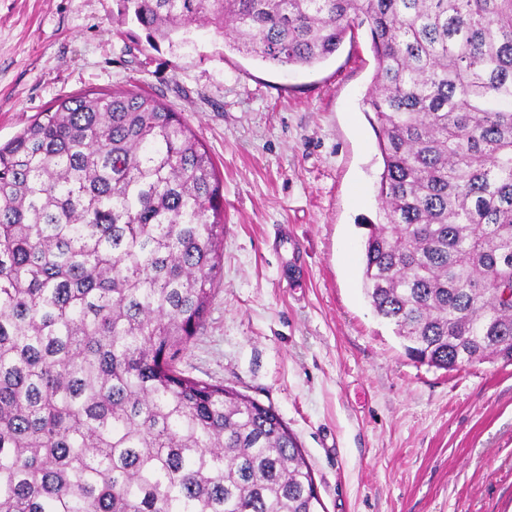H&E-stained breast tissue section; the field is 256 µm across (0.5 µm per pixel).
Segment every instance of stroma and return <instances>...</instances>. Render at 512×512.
<instances>
[{
  "instance_id": "stroma-1",
  "label": "stroma",
  "mask_w": 512,
  "mask_h": 512,
  "mask_svg": "<svg viewBox=\"0 0 512 512\" xmlns=\"http://www.w3.org/2000/svg\"><path fill=\"white\" fill-rule=\"evenodd\" d=\"M376 65L363 27L297 68L210 25L150 46L116 0H0V141L84 92L145 91L181 113L223 181L224 241L178 370L272 406L325 512H512V365L414 362L362 290Z\"/></svg>"
}]
</instances>
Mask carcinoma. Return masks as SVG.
<instances>
[{"mask_svg": "<svg viewBox=\"0 0 512 512\" xmlns=\"http://www.w3.org/2000/svg\"><path fill=\"white\" fill-rule=\"evenodd\" d=\"M313 68L367 27L383 171L362 284L411 359L512 365V0H117ZM223 184L144 92L57 100L0 144V512H320L270 406L175 368L221 268Z\"/></svg>", "mask_w": 512, "mask_h": 512, "instance_id": "obj_1", "label": "carcinoma"}]
</instances>
